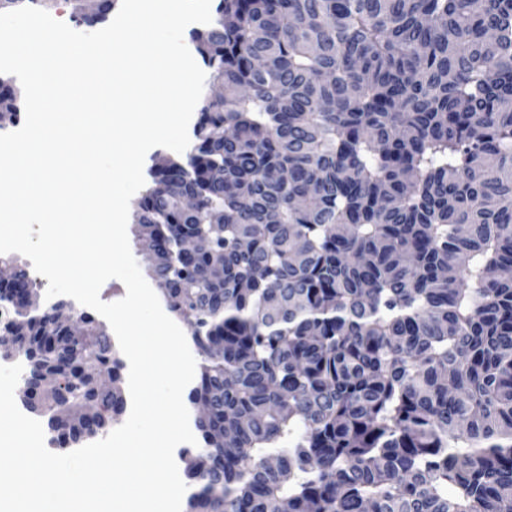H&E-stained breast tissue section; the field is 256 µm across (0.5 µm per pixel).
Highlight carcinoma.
<instances>
[{
	"label": "carcinoma",
	"mask_w": 512,
	"mask_h": 512,
	"mask_svg": "<svg viewBox=\"0 0 512 512\" xmlns=\"http://www.w3.org/2000/svg\"><path fill=\"white\" fill-rule=\"evenodd\" d=\"M189 45L224 95L132 204L207 407L186 512H512V0H217ZM12 264L22 405L61 447L94 437L120 352Z\"/></svg>",
	"instance_id": "carcinoma-1"
}]
</instances>
